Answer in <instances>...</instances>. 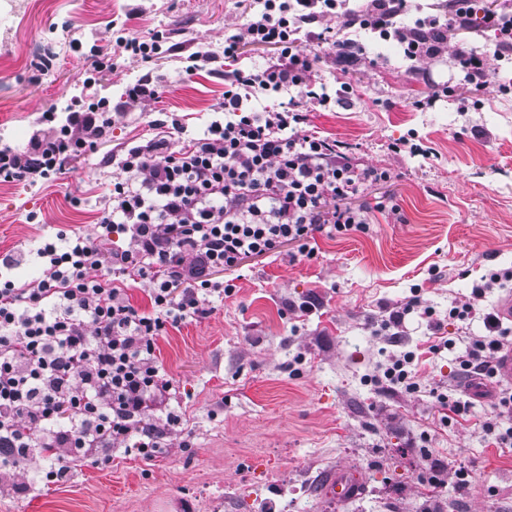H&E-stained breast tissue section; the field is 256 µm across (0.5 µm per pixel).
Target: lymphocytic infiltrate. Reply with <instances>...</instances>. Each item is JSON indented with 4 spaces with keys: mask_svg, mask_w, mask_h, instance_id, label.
Returning <instances> with one entry per match:
<instances>
[{
    "mask_svg": "<svg viewBox=\"0 0 512 512\" xmlns=\"http://www.w3.org/2000/svg\"><path fill=\"white\" fill-rule=\"evenodd\" d=\"M239 33L224 40V118L199 137L172 134L130 147L112 184L107 233L125 246L73 233L65 246L44 241L40 278L23 287L0 273V470L24 472L32 452L50 462L46 480L64 483L70 464L106 463L112 449L154 457L176 435L178 415L154 416L173 382L162 371L157 341L168 328L205 316L211 298L228 296L249 257H270L287 244L313 259L317 236L369 230L366 210L353 207L388 171L356 163L344 142L310 127L314 107H328L317 90L319 57L302 45L306 24L343 13L345 27L381 32L409 60L440 53L446 32L466 25L470 0H456L452 18L434 22L433 40L397 25L409 0H373L369 14L342 9V0H256ZM270 45L275 62L260 71L237 68L241 43ZM289 93L287 104L248 109L252 95ZM110 117L70 112L60 136L23 151L0 150V179L32 182L70 170L93 147ZM512 280L490 274L449 318L481 316L485 335L469 337L461 371L493 378V360L512 346V333L479 303L487 286ZM146 281L150 310L131 304L130 283Z\"/></svg>",
    "mask_w": 512,
    "mask_h": 512,
    "instance_id": "f902f5d3",
    "label": "lymphocytic infiltrate"
}]
</instances>
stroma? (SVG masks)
<instances>
[{"mask_svg":"<svg viewBox=\"0 0 512 512\" xmlns=\"http://www.w3.org/2000/svg\"><path fill=\"white\" fill-rule=\"evenodd\" d=\"M504 0H471L468 28L451 31L443 50L408 63L395 41L361 34L360 60L341 73L332 47L312 24L306 48L321 57L328 108L310 123L352 144L355 159L390 172L358 204L368 233L317 239L312 260L295 248L242 263L233 295L212 312L168 329L158 361L172 379L168 404L181 425L170 447L145 459L123 448L109 464L72 466L67 482L46 484L48 462L31 455L17 479L0 475V512H512V452L482 431L500 390L473 397L467 419L440 422L435 392L457 388L463 332L479 318L452 320L448 309L493 270L512 269V59L489 57L486 82L468 84L457 44L477 50L501 43L481 16ZM252 14V0H0V145L28 148L32 137L61 129L73 105L108 100L112 119L95 149L69 172L33 185L0 182V257L7 276L38 278L36 255L47 238L95 237L107 214L117 166L103 155L160 135L155 120L181 123L199 136L223 119L224 38ZM160 32L165 49L152 60L119 47L120 37ZM110 65L94 72L89 51ZM213 60L191 69L196 53ZM159 83L156 99L126 102L127 85ZM353 91L340 96L341 81ZM438 91L433 107L418 102ZM55 113L53 124L42 115ZM420 140L430 158L393 152ZM389 198L398 214L377 209ZM421 295L431 316H407L399 343L376 329L390 311ZM453 349L430 352L434 335ZM415 351L421 388L409 393L374 380L397 349ZM468 466L469 485L421 488L425 460ZM349 465L364 495L340 504L321 490L323 472Z\"/></svg>","mask_w":512,"mask_h":512,"instance_id":"1","label":"stroma"}]
</instances>
